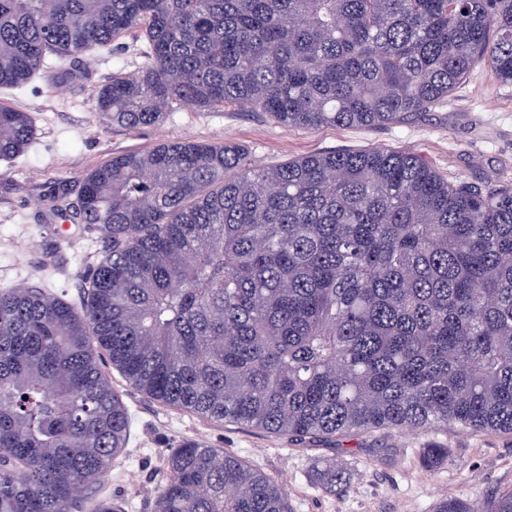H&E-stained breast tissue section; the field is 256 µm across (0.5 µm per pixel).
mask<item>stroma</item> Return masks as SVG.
Masks as SVG:
<instances>
[{
  "label": "stroma",
  "instance_id": "stroma-1",
  "mask_svg": "<svg viewBox=\"0 0 512 512\" xmlns=\"http://www.w3.org/2000/svg\"><path fill=\"white\" fill-rule=\"evenodd\" d=\"M148 62L145 39L133 30L90 59L48 57L46 72L18 89H0V106L29 113L35 134L26 151L0 160V290L21 283L80 303L85 275L104 254L98 232L73 213L51 209L59 187L77 190L113 156L148 151L163 142L236 143L256 164L371 146L423 155L443 175L476 182H512V85L484 67L449 97L447 105L403 125L285 127L239 106L200 110L175 106L155 126L129 130L105 121L100 89L117 73L132 75ZM112 381L132 416L127 447L105 489L124 512H154L168 451L186 440L221 448L277 479L294 512H431L440 499L475 502L512 487V434L448 427L431 432H371L299 443L230 422L175 410L142 395L120 376ZM452 452L449 464L424 469L422 449ZM342 461L351 474L344 495L326 493L311 477L316 461Z\"/></svg>",
  "mask_w": 512,
  "mask_h": 512
}]
</instances>
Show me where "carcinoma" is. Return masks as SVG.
<instances>
[{
  "instance_id": "cac0c4a2",
  "label": "carcinoma",
  "mask_w": 512,
  "mask_h": 512,
  "mask_svg": "<svg viewBox=\"0 0 512 512\" xmlns=\"http://www.w3.org/2000/svg\"><path fill=\"white\" fill-rule=\"evenodd\" d=\"M134 29L149 64L98 95L129 129L226 104L310 130L400 125L481 63L512 83V0H0V88ZM34 133L0 106L1 159ZM52 202L106 252L79 306L0 293V512H119L103 482L132 421L103 352L155 401L293 441L512 434V183L450 180L407 150L265 167L237 144L179 141L114 156L77 202ZM163 468L154 512H292L274 477L221 448L186 441ZM313 477L331 494L350 481L334 459ZM482 512H512V489Z\"/></svg>"
}]
</instances>
